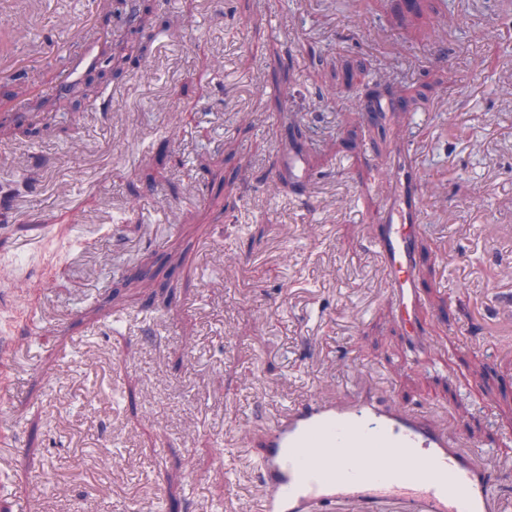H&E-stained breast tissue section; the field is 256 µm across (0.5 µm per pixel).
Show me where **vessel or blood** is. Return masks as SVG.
<instances>
[{
  "label": "vessel or blood",
  "mask_w": 512,
  "mask_h": 512,
  "mask_svg": "<svg viewBox=\"0 0 512 512\" xmlns=\"http://www.w3.org/2000/svg\"><path fill=\"white\" fill-rule=\"evenodd\" d=\"M391 184L371 246L402 320L416 326L420 263L415 230L423 221L421 193L411 169L388 167ZM272 180L312 189L305 157L281 147ZM263 465L258 512H336L353 501L360 512L396 501L404 512H504L500 476L476 465L431 420L404 411L368 391L340 402L311 397L292 404L250 438ZM353 469L336 472L338 458Z\"/></svg>",
  "instance_id": "1"
}]
</instances>
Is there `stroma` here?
<instances>
[{
	"instance_id": "35a3bbf8",
	"label": "stroma",
	"mask_w": 512,
	"mask_h": 512,
	"mask_svg": "<svg viewBox=\"0 0 512 512\" xmlns=\"http://www.w3.org/2000/svg\"><path fill=\"white\" fill-rule=\"evenodd\" d=\"M150 52L108 112H60L28 139L0 125V410L17 436L0 512H255L249 437L310 396L366 387L434 419L480 464L512 462V0H454L441 40L403 32L383 0H160ZM113 0H0V106L45 94L74 35ZM301 48L274 113L269 49ZM450 57H443L441 46ZM327 58L371 57L392 83L444 85L402 133L425 222L419 331L370 238L385 156L342 141L354 92ZM313 126L312 205L259 182L285 123ZM370 165L369 198L354 181ZM232 178L237 208L204 181ZM44 237L35 252L20 240ZM112 257L111 273L98 255Z\"/></svg>"
}]
</instances>
